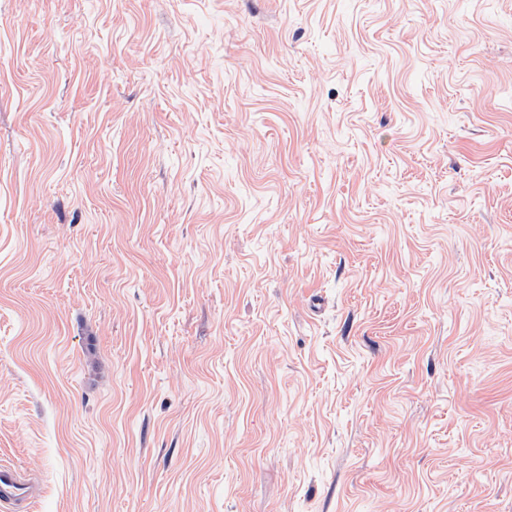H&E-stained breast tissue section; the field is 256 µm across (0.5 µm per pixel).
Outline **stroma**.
<instances>
[{"mask_svg": "<svg viewBox=\"0 0 512 512\" xmlns=\"http://www.w3.org/2000/svg\"><path fill=\"white\" fill-rule=\"evenodd\" d=\"M1 463L512 512V0H0Z\"/></svg>", "mask_w": 512, "mask_h": 512, "instance_id": "1", "label": "stroma"}]
</instances>
